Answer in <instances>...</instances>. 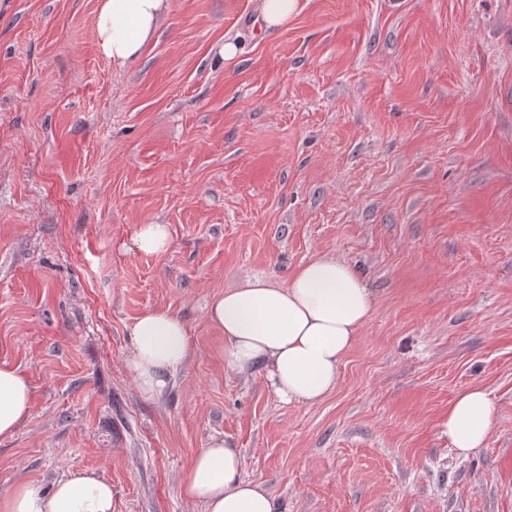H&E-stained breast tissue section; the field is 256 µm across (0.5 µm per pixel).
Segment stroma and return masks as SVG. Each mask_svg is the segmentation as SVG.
Instances as JSON below:
<instances>
[{
	"instance_id": "1",
	"label": "stroma",
	"mask_w": 512,
	"mask_h": 512,
	"mask_svg": "<svg viewBox=\"0 0 512 512\" xmlns=\"http://www.w3.org/2000/svg\"><path fill=\"white\" fill-rule=\"evenodd\" d=\"M98 2L0 0V363L32 386L0 493L93 469L112 512H202L181 484L219 437L279 512H512V0H300L277 30L171 0L122 69ZM140 224L170 250L126 249ZM321 254L377 303L336 389L286 404L207 308ZM153 309L193 345L160 402L125 369ZM471 386L498 417L463 458ZM497 417V408L479 386L458 392L448 404L441 432L457 452L468 457L483 448Z\"/></svg>"
}]
</instances>
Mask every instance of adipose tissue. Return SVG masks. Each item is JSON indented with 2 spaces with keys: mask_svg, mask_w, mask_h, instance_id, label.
Here are the masks:
<instances>
[{
  "mask_svg": "<svg viewBox=\"0 0 512 512\" xmlns=\"http://www.w3.org/2000/svg\"><path fill=\"white\" fill-rule=\"evenodd\" d=\"M171 10V0H100L94 28L102 53L116 66L137 59ZM376 297L346 262L322 254L301 265L288 285L256 278L214 299L208 317L224 334L230 370L260 371L285 403H314L336 387L341 363L369 319ZM126 369L140 393L159 401L193 353L186 324L165 309L130 326ZM32 388L17 367L0 363V437L12 436L27 417ZM497 408L478 386L458 392L442 424L453 448L469 456L482 448ZM239 450L212 440L194 455L183 496L203 512H276L274 497L243 476ZM0 512H112V486L96 472H71L43 491L26 483L0 495Z\"/></svg>",
  "mask_w": 512,
  "mask_h": 512,
  "instance_id": "obj_1",
  "label": "adipose tissue"
}]
</instances>
